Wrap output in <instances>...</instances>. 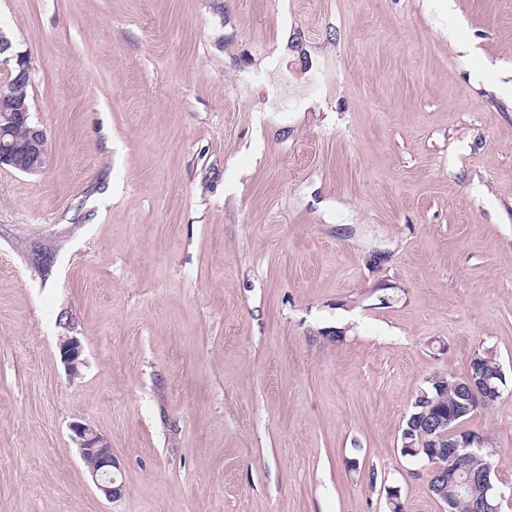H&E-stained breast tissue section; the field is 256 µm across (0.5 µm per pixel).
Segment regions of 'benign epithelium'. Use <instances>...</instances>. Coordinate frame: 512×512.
<instances>
[{"label": "benign epithelium", "mask_w": 512, "mask_h": 512, "mask_svg": "<svg viewBox=\"0 0 512 512\" xmlns=\"http://www.w3.org/2000/svg\"><path fill=\"white\" fill-rule=\"evenodd\" d=\"M0 58L5 62L15 60L10 72L11 91L0 93V164L35 175L48 163V139L45 130L33 121L31 104L26 99V86L31 78L28 60L14 52L11 40L1 31ZM17 127L26 131L20 141L13 137ZM59 353L68 375L80 376L83 361L77 338L62 339ZM503 383L499 364L475 356L467 373L455 382L457 396L449 410L434 404L427 393L419 394L425 408L402 430L401 450L405 456L428 463L433 496L445 505L453 504L462 490L473 486L481 491L469 500L470 512H499V499L504 493L492 482L491 464L486 461L483 467L474 468L469 462V449L482 448L485 442L476 435L463 434L458 421L479 408L494 406L502 397ZM70 430L96 488L106 498H114L120 486L112 475L116 463L111 446L83 421L72 422Z\"/></svg>", "instance_id": "obj_1"}]
</instances>
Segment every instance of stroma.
I'll return each mask as SVG.
<instances>
[{"label": "stroma", "instance_id": "stroma-1", "mask_svg": "<svg viewBox=\"0 0 512 512\" xmlns=\"http://www.w3.org/2000/svg\"><path fill=\"white\" fill-rule=\"evenodd\" d=\"M439 7L0 0L50 149L0 167V512H443L402 429L485 350L512 489V0ZM59 353L68 375L72 378L80 375V368L83 365L81 357V345L75 337L61 339ZM70 430L96 488L106 498H114L121 489L115 485L116 480L112 475L116 463L111 446L99 432L83 421H73Z\"/></svg>", "mask_w": 512, "mask_h": 512}]
</instances>
